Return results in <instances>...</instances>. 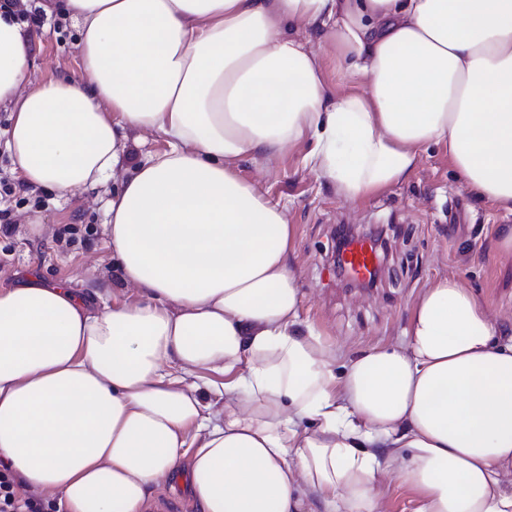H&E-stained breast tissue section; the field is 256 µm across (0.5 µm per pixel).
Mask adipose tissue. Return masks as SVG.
Returning <instances> with one entry per match:
<instances>
[{
  "label": "adipose tissue",
  "mask_w": 512,
  "mask_h": 512,
  "mask_svg": "<svg viewBox=\"0 0 512 512\" xmlns=\"http://www.w3.org/2000/svg\"><path fill=\"white\" fill-rule=\"evenodd\" d=\"M81 75L35 83L0 4L5 146L22 183L111 185L119 288L0 289V470L52 512H512V313L453 276L401 339L356 353L301 316L284 209L238 174L304 163L339 198L430 147L512 212V0H61ZM365 91H332L327 58ZM132 132L168 150L128 166ZM111 305H103L104 296ZM163 494L181 500L185 505H187L188 512H199L197 503L186 493L180 483L178 475L154 489L147 512L149 511L150 505L152 507L156 499ZM170 497H164L158 500L156 509L159 511L157 512H180L174 511L179 509L180 506L177 503H174ZM388 512H413V494L406 488L392 482L387 485Z\"/></svg>",
  "instance_id": "ef3b65f1"
}]
</instances>
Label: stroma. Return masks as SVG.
<instances>
[{
	"label": "stroma",
	"mask_w": 512,
	"mask_h": 512,
	"mask_svg": "<svg viewBox=\"0 0 512 512\" xmlns=\"http://www.w3.org/2000/svg\"><path fill=\"white\" fill-rule=\"evenodd\" d=\"M31 79L40 83L80 74L77 28L53 11L35 28ZM304 147L286 149L278 174L262 179L261 159L244 158L238 173L262 181L296 226L294 266L302 293V317L326 337L350 350L386 345L402 336L409 308L425 285L454 275L492 306L512 310V261L492 250L495 224L504 211L480 202L457 179L447 147L428 150L405 182L358 203L336 197L303 163ZM109 193L85 187L62 198L42 188L26 202L0 199L12 210L10 235L0 234V285L35 276L47 285L91 287L92 276L112 278L104 225ZM40 217L44 229L31 233L26 220ZM337 224L389 227L388 269L374 287H352L332 258L331 231Z\"/></svg>",
	"instance_id": "obj_1"
}]
</instances>
